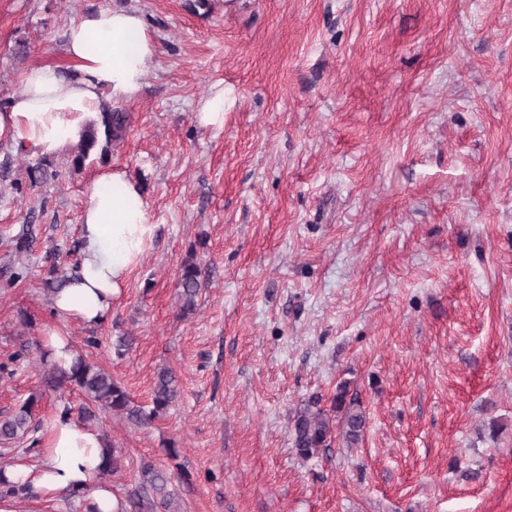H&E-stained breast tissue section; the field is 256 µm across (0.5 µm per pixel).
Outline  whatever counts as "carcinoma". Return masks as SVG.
Returning <instances> with one entry per match:
<instances>
[{"label": "carcinoma", "mask_w": 512, "mask_h": 512, "mask_svg": "<svg viewBox=\"0 0 512 512\" xmlns=\"http://www.w3.org/2000/svg\"><path fill=\"white\" fill-rule=\"evenodd\" d=\"M128 113L107 108L101 115L100 123L90 128L86 138L75 147L71 164L81 168L96 151L105 156L112 141L118 140L127 128ZM203 284V272L194 256L186 259L178 273L180 311L182 315L195 310L196 298ZM46 383L56 389L77 388L85 397L86 405L78 410L79 422L89 424L96 419L95 409L104 408L125 416L134 423H144L165 410L177 396L176 376L169 368L160 369L154 381L152 408L150 411L131 405V400L112 375L99 365L78 356L67 369L56 364L49 365L45 374ZM348 387L341 384L336 389L329 410L318 405L307 404L295 412L292 418V439L294 448L303 458L317 455L322 449L331 446L334 435L342 437L350 447L357 445L366 425V417L359 404L346 400ZM38 403V396L31 395L20 410L0 417V441L10 442L28 438V450L40 451V439L35 436L32 409ZM105 465L102 475L108 476L121 468L122 453L103 440ZM31 488L20 487L7 477V468L0 466V497H29ZM130 508L120 512H179V505L168 490L167 476L149 462L140 464L136 492L129 501Z\"/></svg>", "instance_id": "carcinoma-1"}]
</instances>
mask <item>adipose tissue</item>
Returning a JSON list of instances; mask_svg holds the SVG:
<instances>
[{
	"label": "adipose tissue",
	"instance_id": "ef3b65f1",
	"mask_svg": "<svg viewBox=\"0 0 512 512\" xmlns=\"http://www.w3.org/2000/svg\"><path fill=\"white\" fill-rule=\"evenodd\" d=\"M64 51L69 71L34 66L22 72L19 91L0 107L1 137L21 140L43 155L77 144L106 105L140 93L157 44L139 12L107 7L70 24ZM150 234L149 202L139 184L123 172L101 170L80 219L79 269L53 298L58 319L87 326L105 322ZM102 452L100 434L57 413L49 423L42 464L16 465L7 476L47 499L84 493L86 512H117L119 498L111 484L97 479Z\"/></svg>",
	"mask_w": 512,
	"mask_h": 512
}]
</instances>
